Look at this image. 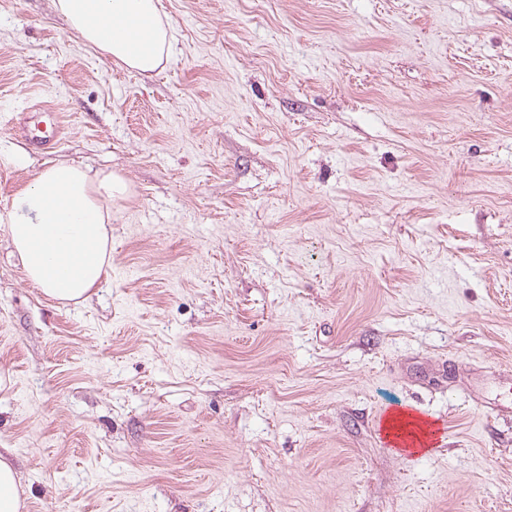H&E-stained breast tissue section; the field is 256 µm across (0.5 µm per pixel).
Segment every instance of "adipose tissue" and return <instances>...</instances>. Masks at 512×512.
Instances as JSON below:
<instances>
[{
  "instance_id": "obj_1",
  "label": "adipose tissue",
  "mask_w": 512,
  "mask_h": 512,
  "mask_svg": "<svg viewBox=\"0 0 512 512\" xmlns=\"http://www.w3.org/2000/svg\"><path fill=\"white\" fill-rule=\"evenodd\" d=\"M85 44L129 69L154 71L169 53L171 28L158 0H55ZM127 195L113 173L89 175L58 163L15 199L6 232L34 286L59 302L86 299L112 269V205Z\"/></svg>"
}]
</instances>
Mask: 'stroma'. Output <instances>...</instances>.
<instances>
[{
    "instance_id": "1",
    "label": "stroma",
    "mask_w": 512,
    "mask_h": 512,
    "mask_svg": "<svg viewBox=\"0 0 512 512\" xmlns=\"http://www.w3.org/2000/svg\"><path fill=\"white\" fill-rule=\"evenodd\" d=\"M143 74L0 0V216L121 176L112 271L0 230V448L26 512H512V0H160ZM65 126L48 155L12 130ZM416 407L445 439L391 448ZM127 196L112 172L58 163L12 204L6 232L34 286L59 302L85 300L112 270V203Z\"/></svg>"
}]
</instances>
